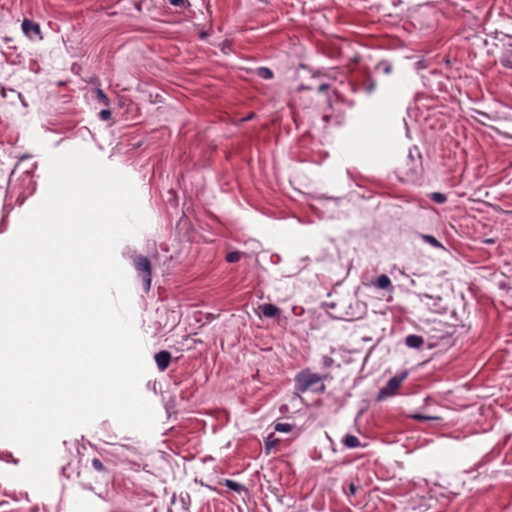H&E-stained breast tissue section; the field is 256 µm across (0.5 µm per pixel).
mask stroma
Returning <instances> with one entry per match:
<instances>
[{"mask_svg":"<svg viewBox=\"0 0 512 512\" xmlns=\"http://www.w3.org/2000/svg\"><path fill=\"white\" fill-rule=\"evenodd\" d=\"M508 76L512 0H0V241L46 150L132 180L157 414L61 436L47 494L0 440V512H512ZM350 201L432 263H368ZM376 152L377 148L372 141L368 137L359 134L340 143L337 147L336 157L341 160L347 155L360 154L368 158Z\"/></svg>","mask_w":512,"mask_h":512,"instance_id":"35a3bbf8","label":"stroma"}]
</instances>
